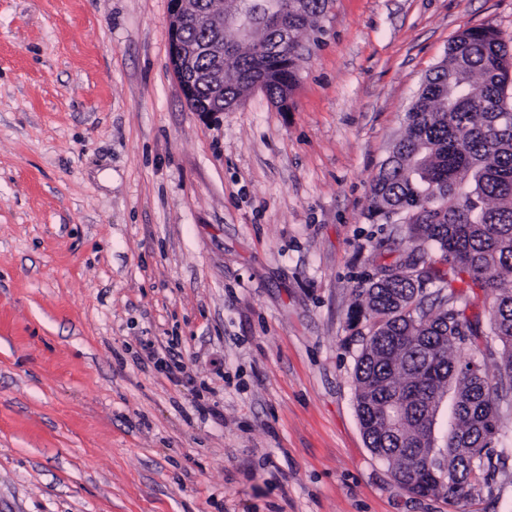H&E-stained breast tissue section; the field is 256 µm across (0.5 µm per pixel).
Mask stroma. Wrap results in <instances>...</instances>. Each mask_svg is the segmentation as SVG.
I'll return each instance as SVG.
<instances>
[{
    "label": "stroma",
    "instance_id": "stroma-1",
    "mask_svg": "<svg viewBox=\"0 0 512 512\" xmlns=\"http://www.w3.org/2000/svg\"><path fill=\"white\" fill-rule=\"evenodd\" d=\"M169 0H0V512H512L365 445L370 184L462 29L512 0H331L287 109L203 121Z\"/></svg>",
    "mask_w": 512,
    "mask_h": 512
}]
</instances>
